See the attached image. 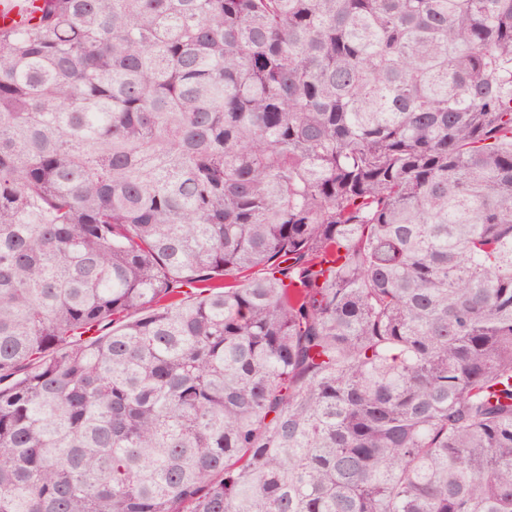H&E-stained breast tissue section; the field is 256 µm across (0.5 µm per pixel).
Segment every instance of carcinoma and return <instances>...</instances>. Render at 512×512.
Listing matches in <instances>:
<instances>
[{"instance_id":"cac0c4a2","label":"carcinoma","mask_w":512,"mask_h":512,"mask_svg":"<svg viewBox=\"0 0 512 512\" xmlns=\"http://www.w3.org/2000/svg\"><path fill=\"white\" fill-rule=\"evenodd\" d=\"M42 2L0 512H512V0Z\"/></svg>"}]
</instances>
